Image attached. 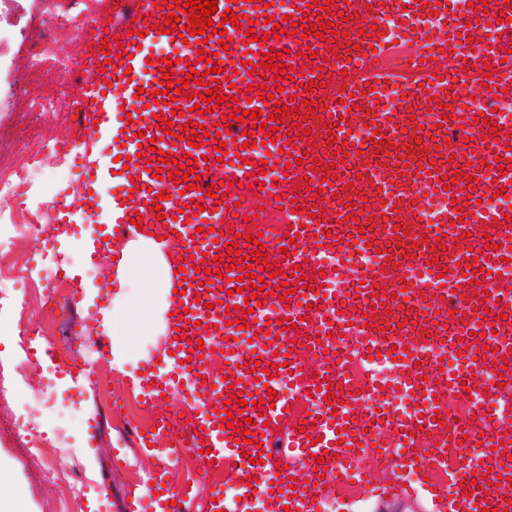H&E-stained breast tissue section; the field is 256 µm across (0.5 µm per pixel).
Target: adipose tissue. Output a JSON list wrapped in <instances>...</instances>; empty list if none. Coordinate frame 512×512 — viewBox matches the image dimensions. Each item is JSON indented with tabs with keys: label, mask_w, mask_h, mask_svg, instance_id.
<instances>
[{
	"label": "adipose tissue",
	"mask_w": 512,
	"mask_h": 512,
	"mask_svg": "<svg viewBox=\"0 0 512 512\" xmlns=\"http://www.w3.org/2000/svg\"><path fill=\"white\" fill-rule=\"evenodd\" d=\"M112 295V365L122 368L127 351V338L138 320L131 306L143 293H151L156 302L149 317L160 330H167L169 321L168 291L175 270L170 252L164 242L150 235H138L128 240L116 260Z\"/></svg>",
	"instance_id": "adipose-tissue-1"
}]
</instances>
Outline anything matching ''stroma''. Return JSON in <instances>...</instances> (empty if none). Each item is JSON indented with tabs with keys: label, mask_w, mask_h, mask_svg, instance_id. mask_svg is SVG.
Returning <instances> with one entry per match:
<instances>
[{
	"label": "stroma",
	"mask_w": 512,
	"mask_h": 512,
	"mask_svg": "<svg viewBox=\"0 0 512 512\" xmlns=\"http://www.w3.org/2000/svg\"><path fill=\"white\" fill-rule=\"evenodd\" d=\"M38 0H15L0 12V152H8L20 129V114L12 102L11 90L26 70L18 17L33 18ZM98 218L74 215L60 234L41 242L18 237L7 263L19 273L15 295L29 308L28 327L37 341H51L93 368L90 381L78 385L65 378L55 361L40 364L24 392L22 403H0V459L8 462L12 477L21 483L31 512H51L66 484L81 489L74 512H129L126 493L137 488L142 501H149L152 486L151 462L141 457L128 435L132 427L144 424L147 415L132 392H125L124 414L109 410L110 393L119 389L124 375L140 372L144 353L156 352L163 337L142 328L134 335L131 357L124 371H117L100 357L98 342L104 333L107 314L96 296L97 289L112 278L114 264L108 255H95L100 238ZM64 266L82 289L78 306L60 308L54 295L64 287H51L41 276L44 269ZM79 332H72L73 322ZM36 417L55 447L49 459L31 456L22 443L25 429L21 411Z\"/></svg>",
	"instance_id": "obj_1"
}]
</instances>
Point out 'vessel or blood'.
Wrapping results in <instances>:
<instances>
[{
  "label": "vessel or blood",
  "mask_w": 512,
  "mask_h": 512,
  "mask_svg": "<svg viewBox=\"0 0 512 512\" xmlns=\"http://www.w3.org/2000/svg\"><path fill=\"white\" fill-rule=\"evenodd\" d=\"M174 0H114L112 14H100L92 23L97 38H110L116 59L84 61L76 95L80 138L62 140L61 151H75L82 177L71 203L54 204L50 220L69 223L72 211L93 213L107 185H114L110 232L99 252L136 218L156 221L152 204L165 191V215L172 222L166 239L185 264L170 294L172 310L186 312L191 324L185 340L166 336L177 365L171 375L154 373L135 380L145 406L152 412L154 430L139 438L154 458L152 478L157 512H187L197 488L170 480L172 458L190 450L198 455L203 475L223 474L240 499L253 492L269 498L265 512H322L325 499H335L339 512H375V504L396 500L405 512H512V444H502L503 431L512 429V222L502 211L486 209L483 201L496 187L512 188V170L495 167L496 158L512 159L505 141L482 139L480 116L492 117L512 133V117L495 111L496 98L512 89V0H487V9H468L449 17L447 6L436 0H290L291 23H313L324 15L343 25L351 54L328 51L319 38L291 35L272 39L262 0H216L211 16L220 23L223 10L251 15L256 34L266 44L246 42L244 34L228 29V49L216 39L200 44L198 37L182 41L177 34H160L159 26ZM313 13L301 16L303 7ZM154 16L155 31L142 34L139 16ZM387 16L403 18L397 30H383ZM217 53L225 63L215 85L230 83L239 90L264 84L249 74L247 63L260 54L282 52L293 68L283 80L277 100L259 101L263 113H272L277 101L323 97V109L310 113L306 125L314 132L307 150L282 153L284 139L265 143V151L245 148L244 125L230 121L228 133L210 137L195 148L155 127L156 115L170 116L173 124L192 119L198 124L220 120L193 111L192 100L180 106L187 117L174 112L175 102L155 104L164 61L175 71L202 72L209 62L199 60V48ZM314 60H305L306 51ZM324 67L323 85L302 92L312 64ZM494 67L487 87H475L472 67ZM112 88H105L104 78ZM395 94L388 110L379 103ZM140 113L128 124L130 113ZM336 129H329V122ZM365 126L366 138L352 139L350 130ZM424 146L410 152L408 136ZM158 138L159 149L173 156L206 157L209 173L201 187L183 194L169 181L174 167L162 165L153 178L147 158L137 157L140 137ZM109 142L117 155L112 179L101 167V144ZM389 150L376 152L377 143ZM225 145L218 155L217 145ZM266 159L271 175L255 176L254 165ZM320 181L330 213L315 219L311 191L301 190L304 179ZM219 184L224 204L202 197L200 190ZM348 189L353 209L334 201ZM428 194L443 202L438 221L426 222L416 204ZM201 199V207L190 204ZM348 201V202H349ZM233 225L215 238L220 221ZM369 223L368 236L359 226ZM346 229L345 240L335 239ZM200 238H193V231ZM297 232L288 241V232ZM261 235L269 259L279 261L284 274L300 272L306 279H322L315 290L297 289L291 303L275 298L279 278L263 281L269 296L255 307L249 330L235 320L244 303L237 293V272L210 279L195 272L193 258L222 254L228 243L245 248L247 236ZM401 241L403 250L392 249ZM496 242L489 258H477L479 249ZM287 256H280V248ZM377 248L375 263L360 265L368 248ZM453 256H445L446 248ZM348 254L347 262L323 264L328 252ZM479 264L475 280L463 275L464 266ZM416 316L406 319L404 306ZM296 328L283 330L287 318ZM224 354L223 374L212 373L214 352ZM258 365L247 373L246 358ZM274 362L271 371L263 365ZM343 388L348 403L327 402L330 391ZM187 390L192 402L202 404L197 414L180 416L169 399ZM279 391L274 407L264 412L248 408L245 416L263 417L254 432L261 445L239 441L237 432L222 427L230 391L266 398ZM310 433L299 432V422ZM326 469L317 472L316 456ZM293 458L289 469L278 470L283 457ZM485 486H478V479Z\"/></svg>",
  "instance_id": "b4317fda"
}]
</instances>
